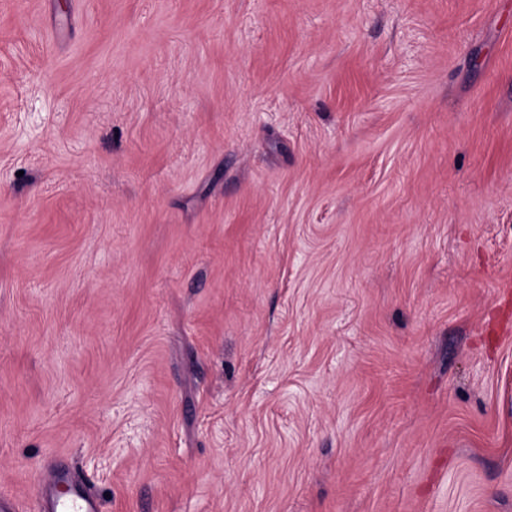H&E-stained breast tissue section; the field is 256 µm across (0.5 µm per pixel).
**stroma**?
Segmentation results:
<instances>
[{"label": "stroma", "instance_id": "stroma-1", "mask_svg": "<svg viewBox=\"0 0 512 512\" xmlns=\"http://www.w3.org/2000/svg\"><path fill=\"white\" fill-rule=\"evenodd\" d=\"M512 0H0V493L512 512Z\"/></svg>", "mask_w": 512, "mask_h": 512}]
</instances>
